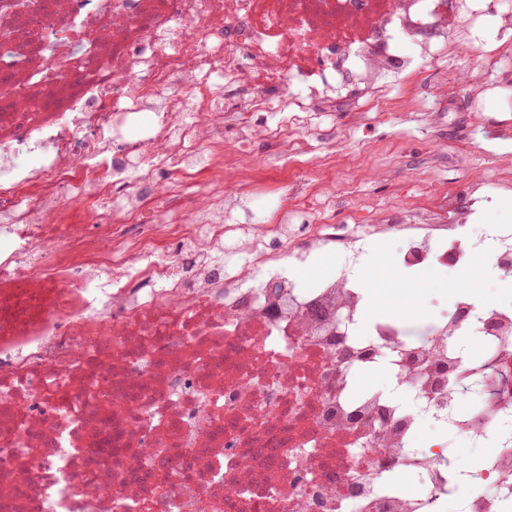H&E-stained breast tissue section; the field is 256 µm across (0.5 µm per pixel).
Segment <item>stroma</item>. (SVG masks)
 <instances>
[{
    "mask_svg": "<svg viewBox=\"0 0 512 512\" xmlns=\"http://www.w3.org/2000/svg\"><path fill=\"white\" fill-rule=\"evenodd\" d=\"M512 51V36L493 28L478 33L467 48H454L433 63L398 78L391 96L412 91L414 103L406 111L377 112L371 123L353 135L350 155L338 159L340 168L352 169V196L337 195L336 214L344 216L351 198L364 205L354 216L366 224L375 209L392 204H410L422 191L441 197L469 187L477 208L489 223L512 225V188L480 192L494 167H512V73L496 63L499 55ZM447 71V84H438L436 74ZM481 72L483 90L471 93L467 78ZM441 111L440 122L424 120L427 112ZM396 240L373 242L362 258V268L379 286L372 316L396 314L405 319L448 313L456 297L455 285L462 276L442 264L406 270L395 255Z\"/></svg>",
    "mask_w": 512,
    "mask_h": 512,
    "instance_id": "stroma-1",
    "label": "stroma"
}]
</instances>
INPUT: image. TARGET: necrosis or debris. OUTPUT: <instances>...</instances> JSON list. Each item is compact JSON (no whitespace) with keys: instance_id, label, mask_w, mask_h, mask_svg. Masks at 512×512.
<instances>
[{"instance_id":"necrosis-or-debris-1","label":"necrosis or debris","mask_w":512,"mask_h":512,"mask_svg":"<svg viewBox=\"0 0 512 512\" xmlns=\"http://www.w3.org/2000/svg\"><path fill=\"white\" fill-rule=\"evenodd\" d=\"M484 26L512 32V7L0 0V512H446L463 482L462 512H512V303L457 293L414 337L366 318L356 273L393 236L402 267L489 248L504 280L512 226L455 200L340 224L307 172L268 224L250 176L224 183L257 142L333 171L321 113L405 107L392 78ZM377 370L408 402L355 392ZM425 421L448 440L416 447ZM462 443L475 471L448 466Z\"/></svg>"}]
</instances>
